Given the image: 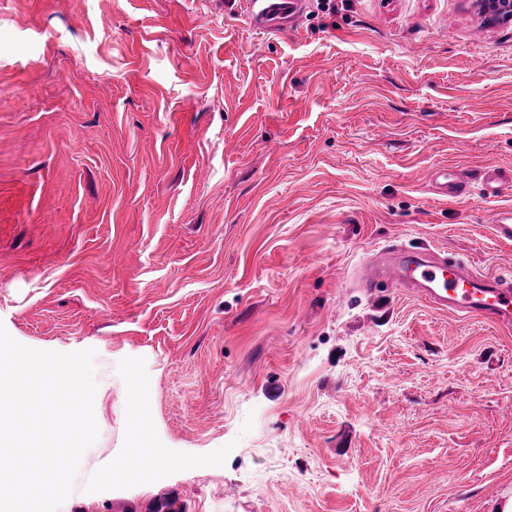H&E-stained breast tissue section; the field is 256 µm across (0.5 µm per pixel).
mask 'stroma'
<instances>
[{
    "instance_id": "35a3bbf8",
    "label": "stroma",
    "mask_w": 512,
    "mask_h": 512,
    "mask_svg": "<svg viewBox=\"0 0 512 512\" xmlns=\"http://www.w3.org/2000/svg\"><path fill=\"white\" fill-rule=\"evenodd\" d=\"M512 22L469 0H0V325L95 350L59 512H486L512 496V330L359 288L397 245L512 274ZM141 417L169 461L106 481ZM236 9L249 29L265 34L288 31L305 10L304 0H237ZM424 180L437 186L440 192L448 198H458L469 195L471 182L457 175H448L440 169H431L424 175ZM512 184V177L495 169L484 171L480 178L481 192L486 199L501 197L505 188ZM488 222L497 238L504 241H512L511 206H494L488 211Z\"/></svg>"
}]
</instances>
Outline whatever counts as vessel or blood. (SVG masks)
Returning a JSON list of instances; mask_svg holds the SVG:
<instances>
[{
	"instance_id": "obj_1",
	"label": "vessel or blood",
	"mask_w": 512,
	"mask_h": 512,
	"mask_svg": "<svg viewBox=\"0 0 512 512\" xmlns=\"http://www.w3.org/2000/svg\"><path fill=\"white\" fill-rule=\"evenodd\" d=\"M236 9L249 29L265 34L286 32L305 10V0H237ZM425 181L451 198L469 195L471 183L439 169L425 173ZM485 198L493 200L488 222L494 235L512 241V207L496 205L512 177L489 169L480 178ZM365 288L384 284L404 289L429 305L465 313L500 328L512 327V276L476 269L470 262L447 253L404 246L393 248L387 264H367L360 277Z\"/></svg>"
}]
</instances>
